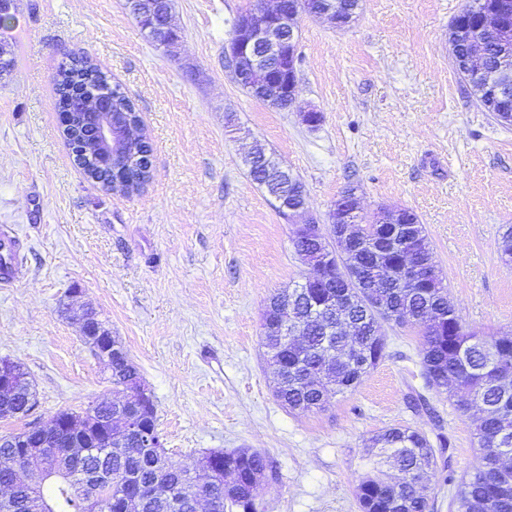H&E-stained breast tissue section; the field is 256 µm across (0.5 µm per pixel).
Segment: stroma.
<instances>
[{
	"instance_id": "35a3bbf8",
	"label": "stroma",
	"mask_w": 512,
	"mask_h": 512,
	"mask_svg": "<svg viewBox=\"0 0 512 512\" xmlns=\"http://www.w3.org/2000/svg\"><path fill=\"white\" fill-rule=\"evenodd\" d=\"M173 4L182 41L169 52L125 0H17L0 76V225H16L25 250L19 277L0 281V358L23 366L38 405L0 420V436L112 398L70 314L92 307L151 390L174 466L256 449L277 471L258 512H360L369 439L409 427L447 438L428 494L434 512H452L450 490L481 464L474 418L426 387L416 331L383 324V358L324 409L274 397L262 313L309 269L294 218L244 156L257 144L273 153L323 221L350 187L364 213L413 210L464 325L512 333V265L497 252L512 226V126L478 107L454 68L448 28L467 0H360L345 28L301 15L299 101L320 113L314 128L237 84L225 52L248 0ZM68 53L108 69L139 110L153 153L139 194L105 190L74 163L52 82ZM414 392L433 413L411 408Z\"/></svg>"
}]
</instances>
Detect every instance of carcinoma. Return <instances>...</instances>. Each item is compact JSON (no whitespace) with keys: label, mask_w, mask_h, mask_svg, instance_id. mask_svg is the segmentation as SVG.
I'll use <instances>...</instances> for the list:
<instances>
[{"label":"carcinoma","mask_w":512,"mask_h":512,"mask_svg":"<svg viewBox=\"0 0 512 512\" xmlns=\"http://www.w3.org/2000/svg\"><path fill=\"white\" fill-rule=\"evenodd\" d=\"M472 39L488 46L483 68L485 78L496 87L495 98L477 94L475 99L501 123L512 114V78L502 76L495 68L492 37L474 31ZM54 83L60 109L68 107L77 112L82 99L116 91V108L136 111L120 85L112 84V76L87 57H74L69 66H58ZM277 166L276 159L265 153L248 163L250 176L261 186L268 170ZM409 254L432 263L422 224H417L415 233L395 239L384 228H377L366 239L353 241L340 260L351 280H338L334 288H311L308 294L295 298L294 316L308 319L319 313L322 320L313 321L309 332L296 344L285 346L272 334L262 337L267 361L279 365L282 377L276 397L293 411L324 408L335 393L355 388L382 359L385 345L374 336L380 321L398 325L403 318L422 337L421 375L426 386L457 398L463 413L469 412L470 403L475 401L484 409L475 424L482 467L458 483L451 505L455 512H512V465L506 464V459L512 457V336L487 337L465 327L442 278H437L435 286L426 285L405 270ZM344 290L354 298L351 314L359 328V356L330 362V349L348 340L328 305ZM127 384L140 387L145 382L131 360L117 358L112 361V388ZM30 398L36 399V392L22 370L18 394L10 401L0 398V405L11 404L17 417L22 418L27 415ZM76 416L82 418L92 436L99 438L107 433V426L100 422L102 413L92 404L80 411L63 409L55 413L60 420ZM369 453L373 474L359 486L361 512H432L434 505L429 498L411 489L419 471L436 464L433 446L425 434L408 427L389 428L372 437ZM224 456L238 464L241 483L236 495H226L224 476H214V481L203 487V492L212 497V512H224L228 505L247 508L243 498L252 491L250 472L273 471L266 454L257 450L243 448ZM85 464L102 466L112 474L115 500L125 492L129 474L137 475L147 489L158 480L167 482L171 490L179 484L175 477L153 467L152 449L144 446L137 433L112 442V451L106 457L99 449L87 454ZM0 485L20 488L14 512H44L42 506L46 503L49 512H97L85 503L75 482L57 480L47 488L33 486L10 465L0 467Z\"/></svg>","instance_id":"obj_1"}]
</instances>
